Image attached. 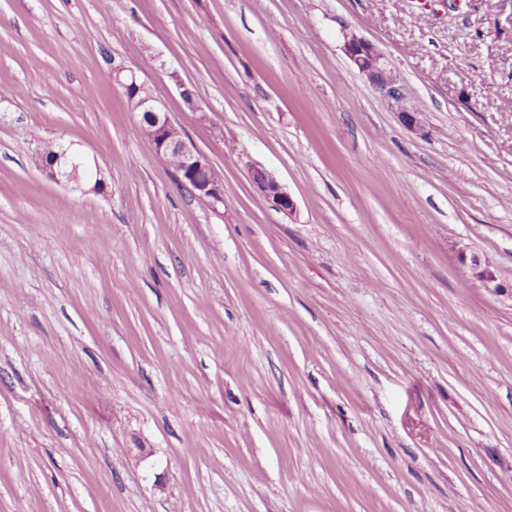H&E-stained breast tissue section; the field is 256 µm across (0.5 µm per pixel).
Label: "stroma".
<instances>
[{
  "label": "stroma",
  "mask_w": 512,
  "mask_h": 512,
  "mask_svg": "<svg viewBox=\"0 0 512 512\" xmlns=\"http://www.w3.org/2000/svg\"><path fill=\"white\" fill-rule=\"evenodd\" d=\"M509 103L512 0H0V512H512ZM49 144L105 191L49 178ZM344 51L369 85L398 113L402 124L412 133L424 136L426 124L422 110L419 108V112L408 99L400 74L386 63L376 45L351 33L345 36ZM112 81L120 86L125 94L133 93L132 108L141 114L144 134L152 141L156 153L167 162L175 158L179 167L174 170L179 182H190L194 195L217 208L224 204L223 183L214 180L210 171L212 163L207 155L189 144L181 134L172 136L168 130L174 126L165 105L160 98L139 82L136 74L124 67L112 70ZM252 185L277 210L291 215L296 210V203L286 188L267 170L250 166ZM469 271L472 278L480 282L484 288L494 292L502 289L495 271L489 264L483 263L481 259L475 255L470 257Z\"/></svg>",
  "instance_id": "stroma-1"
}]
</instances>
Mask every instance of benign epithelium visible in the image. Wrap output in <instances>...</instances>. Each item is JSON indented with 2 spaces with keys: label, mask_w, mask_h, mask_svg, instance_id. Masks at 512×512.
<instances>
[{
  "label": "benign epithelium",
  "mask_w": 512,
  "mask_h": 512,
  "mask_svg": "<svg viewBox=\"0 0 512 512\" xmlns=\"http://www.w3.org/2000/svg\"><path fill=\"white\" fill-rule=\"evenodd\" d=\"M344 51L357 65L369 85L398 113L402 124L416 135H425L423 113L408 99L400 74L386 63L376 45L352 33L345 36ZM112 81L124 92L133 93L132 108L141 114L144 134L152 141L156 153L165 161L170 158L177 160L178 168L174 170L177 180L191 183L194 195L211 207L216 208L224 204L223 183L211 177L212 163L209 157L189 144L183 136L168 134L173 123L161 99L154 96L145 84L139 82L133 71L123 67L112 70ZM38 164L50 178H63L75 189L80 190L85 186L93 192H102L105 189V182L100 173L93 172L80 153L66 149L58 153L48 164L44 162V158H39ZM250 174L256 191L273 207L288 215L295 212L294 199L271 173L252 165ZM469 271L472 278L483 287L494 292L501 289L495 271L479 257H470Z\"/></svg>",
  "instance_id": "obj_1"
}]
</instances>
